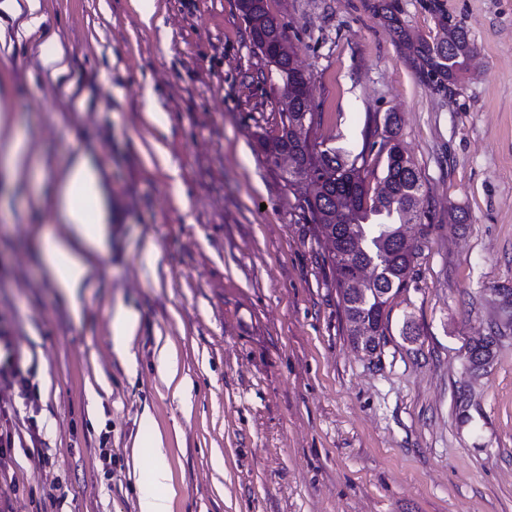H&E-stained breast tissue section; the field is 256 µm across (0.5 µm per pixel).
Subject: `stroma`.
Listing matches in <instances>:
<instances>
[{
  "label": "stroma",
  "instance_id": "stroma-1",
  "mask_svg": "<svg viewBox=\"0 0 512 512\" xmlns=\"http://www.w3.org/2000/svg\"><path fill=\"white\" fill-rule=\"evenodd\" d=\"M311 76L327 147L394 137L423 183L424 244L386 342L350 341L324 248L259 137L280 134L236 0H42L0 54L32 156L0 165V330L29 396L0 382V512H139L161 432L173 512H512V0H268ZM409 34L400 41L387 19ZM462 27L469 71L440 85L412 43ZM65 47L69 73L40 59ZM153 105H146V95ZM169 163L161 165L158 150ZM79 151L112 199L98 284L72 312L44 270L50 187ZM134 309L135 364L112 351ZM491 336V361L466 347ZM175 350V395L156 368ZM45 454L51 465L33 463ZM66 57V50L60 46L54 55L41 58L42 77L47 83H57L68 72Z\"/></svg>",
  "mask_w": 512,
  "mask_h": 512
}]
</instances>
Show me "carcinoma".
Instances as JSON below:
<instances>
[{"mask_svg": "<svg viewBox=\"0 0 512 512\" xmlns=\"http://www.w3.org/2000/svg\"><path fill=\"white\" fill-rule=\"evenodd\" d=\"M247 25L253 47L264 57L269 76L285 83L299 71L297 50L288 56L269 52L260 34L267 36L280 29V23L268 8L267 0L253 10L238 5ZM427 73L437 82L454 83L468 70L475 47L467 33L455 27L439 40H420L414 47ZM281 134L260 140L266 162L277 165V156L286 148L294 155L295 166L283 173L284 181L292 186L304 177L316 184V195L306 200L307 207L297 206L305 220L314 225L324 237L336 238L338 255L327 256L341 304L349 326V336L367 353L374 348L367 345L357 331L358 324L369 327L371 333L385 338L386 308L390 300L404 288L421 255L422 247L410 254L399 250L401 228L420 220L419 204L422 189L419 171L411 156L396 157L398 146L386 150V161L380 184L371 191L365 172L370 166L369 154H357L331 148L323 150L311 138V130L304 128V117L310 112V100L295 98L278 108ZM360 265L373 267V280L352 284L347 276Z\"/></svg>", "mask_w": 512, "mask_h": 512, "instance_id": "carcinoma-1", "label": "carcinoma"}]
</instances>
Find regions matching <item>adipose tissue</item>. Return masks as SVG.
<instances>
[{
    "instance_id": "obj_1",
    "label": "adipose tissue",
    "mask_w": 512,
    "mask_h": 512,
    "mask_svg": "<svg viewBox=\"0 0 512 512\" xmlns=\"http://www.w3.org/2000/svg\"><path fill=\"white\" fill-rule=\"evenodd\" d=\"M57 230L46 236L42 262L72 310L94 288L99 258L112 232V209L99 170L88 155H75L63 175L51 185ZM150 485L141 489L139 512H171L172 476L162 439L151 443Z\"/></svg>"
}]
</instances>
